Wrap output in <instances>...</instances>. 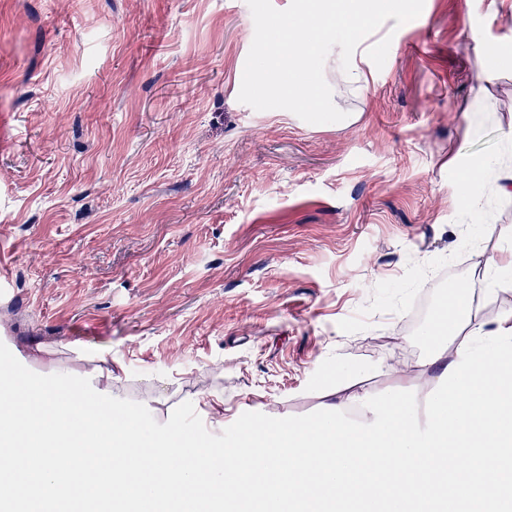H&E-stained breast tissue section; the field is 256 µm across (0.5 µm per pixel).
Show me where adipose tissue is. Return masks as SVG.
<instances>
[{
    "instance_id": "ef3b65f1",
    "label": "adipose tissue",
    "mask_w": 512,
    "mask_h": 512,
    "mask_svg": "<svg viewBox=\"0 0 512 512\" xmlns=\"http://www.w3.org/2000/svg\"><path fill=\"white\" fill-rule=\"evenodd\" d=\"M477 284L495 298L512 292V245L484 259ZM454 304L448 345L419 373L387 365L392 381L375 395L359 388L358 371L337 366L318 418L242 421L225 443L130 404L111 357L97 359L88 390L42 345L25 367L1 360L0 512L13 498L3 477L18 465L25 512H45L46 490L60 484L79 485L86 504L106 490L120 512H144L145 482L164 512H180L198 485L250 512H326L353 496L360 512H512V306L485 320L467 293ZM32 365L50 381L36 382Z\"/></svg>"
}]
</instances>
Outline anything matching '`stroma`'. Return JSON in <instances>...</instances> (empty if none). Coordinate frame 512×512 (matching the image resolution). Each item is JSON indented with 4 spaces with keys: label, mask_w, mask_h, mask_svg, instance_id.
I'll return each instance as SVG.
<instances>
[{
    "label": "stroma",
    "mask_w": 512,
    "mask_h": 512,
    "mask_svg": "<svg viewBox=\"0 0 512 512\" xmlns=\"http://www.w3.org/2000/svg\"><path fill=\"white\" fill-rule=\"evenodd\" d=\"M388 32L366 89L327 57L347 118L314 125L239 102L246 0H0V358L112 356L196 435L210 392L303 423L336 361L375 393L427 356L512 239V200L470 220L450 165L487 180L512 147V70L481 66L512 8L425 0Z\"/></svg>",
    "instance_id": "1"
}]
</instances>
